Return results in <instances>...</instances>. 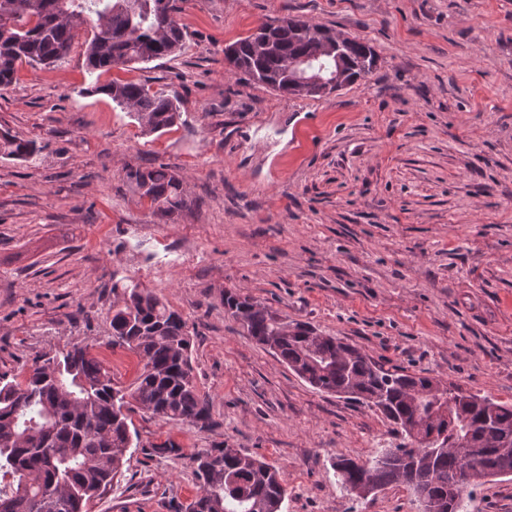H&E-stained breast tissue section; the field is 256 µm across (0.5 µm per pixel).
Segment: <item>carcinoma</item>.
Instances as JSON below:
<instances>
[{
    "mask_svg": "<svg viewBox=\"0 0 512 512\" xmlns=\"http://www.w3.org/2000/svg\"><path fill=\"white\" fill-rule=\"evenodd\" d=\"M175 0H0V90L10 87L24 63L50 66L69 50L75 32L91 28L87 70L148 63L180 53L183 28L174 19ZM336 40V31L300 19L272 27L260 24L224 49L230 70L283 96L322 98L329 84L302 91L291 86L288 60L314 57ZM345 81L366 79L377 66L370 44L357 37L342 48ZM92 92L137 121L146 134L183 122L178 102L141 82L116 79ZM36 143L0 132V157L27 161ZM152 213L172 220L187 207L183 180L165 166L126 173ZM112 345L135 352L143 366L126 388L88 346L73 345L56 364L35 359L24 381L0 374V512H86L93 499L122 474L133 444L132 404L169 422L210 425L209 400L200 394L191 364L187 320L135 280L112 279ZM224 309L262 345L310 386L379 409L403 442L378 458L359 462L345 456L333 467L354 494L366 480L372 490L404 484L424 512L441 500L458 512L470 488L489 478L512 476V404L455 394L464 403L449 409L450 420L430 418L440 399L430 393L433 378L386 369L353 345L323 336L304 324L290 325L247 297L224 292ZM479 446L481 457L470 479L461 462L470 447L454 448L426 460L415 436L432 431ZM201 490L185 512H281L286 490L270 464L222 442L193 457Z\"/></svg>",
    "mask_w": 512,
    "mask_h": 512,
    "instance_id": "carcinoma-1",
    "label": "carcinoma"
}]
</instances>
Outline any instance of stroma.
<instances>
[{"mask_svg": "<svg viewBox=\"0 0 512 512\" xmlns=\"http://www.w3.org/2000/svg\"><path fill=\"white\" fill-rule=\"evenodd\" d=\"M370 42L378 66L329 96L288 98L224 69V48L276 17ZM183 51L100 76L87 29L51 66L0 92V131L37 143L0 158V373L90 346L117 383L140 368L113 346L112 277L189 322L212 423L134 409L121 476L87 512H181L193 456L225 442L277 468L281 512H423L395 484L349 494L333 463L400 443L376 409L320 392L224 311L233 289L355 345L377 363L512 402V0H180ZM142 82L186 124L146 135L93 83ZM164 165L191 203L152 214L128 169ZM174 442L180 457L154 448ZM462 512H512L496 478Z\"/></svg>", "mask_w": 512, "mask_h": 512, "instance_id": "stroma-1", "label": "stroma"}]
</instances>
